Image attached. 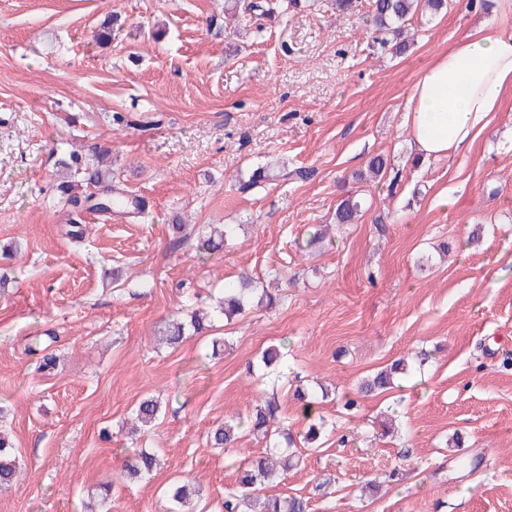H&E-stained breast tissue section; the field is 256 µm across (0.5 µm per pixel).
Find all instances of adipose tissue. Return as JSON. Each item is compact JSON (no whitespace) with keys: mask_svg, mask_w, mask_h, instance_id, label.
Returning a JSON list of instances; mask_svg holds the SVG:
<instances>
[{"mask_svg":"<svg viewBox=\"0 0 512 512\" xmlns=\"http://www.w3.org/2000/svg\"><path fill=\"white\" fill-rule=\"evenodd\" d=\"M512 88V33L486 22L472 27L425 67L405 115L417 152L452 157L469 149Z\"/></svg>","mask_w":512,"mask_h":512,"instance_id":"adipose-tissue-1","label":"adipose tissue"}]
</instances>
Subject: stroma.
I'll return each mask as SVG.
<instances>
[{"mask_svg": "<svg viewBox=\"0 0 512 512\" xmlns=\"http://www.w3.org/2000/svg\"><path fill=\"white\" fill-rule=\"evenodd\" d=\"M371 2L297 10L259 33L224 0H0V429L21 464L0 512H84L102 483L111 512H167L188 479L204 490L194 512H222L239 461L265 444L245 435L224 450L207 434L262 399L243 368L283 340L297 385L327 387L319 411L336 430L277 492L311 512H512V88L450 159L418 157L405 123L422 68L499 11L448 0L400 54L374 43ZM111 13L122 28L96 44ZM73 149L110 151L145 212L85 213L73 243L56 189ZM265 165L272 179L240 190ZM350 193L365 212L337 223ZM175 224L188 227L180 245ZM209 224L236 234L206 256ZM315 225L329 234L306 246ZM243 271L274 282V307L158 344ZM44 346L57 357L46 372ZM421 350L420 373L346 414L364 377ZM147 396L160 414L131 438ZM132 446L163 469L129 479Z\"/></svg>", "mask_w": 512, "mask_h": 512, "instance_id": "1", "label": "stroma"}]
</instances>
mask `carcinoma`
<instances>
[{"mask_svg": "<svg viewBox=\"0 0 512 512\" xmlns=\"http://www.w3.org/2000/svg\"><path fill=\"white\" fill-rule=\"evenodd\" d=\"M427 7L435 13L441 12L448 6V0H373L371 24L375 41L387 44V35L398 38L409 25L416 13ZM288 11L284 0H234L231 10L237 9L259 19L275 9ZM66 168L73 171L74 182L62 184L59 192L66 199V204L98 213L110 214L114 205H120L132 213L142 208L138 199L123 194L112 186V171L103 165L101 158L90 164L79 157H74ZM363 202L360 198L349 195L336 208V223L353 224L362 213ZM235 225L226 224L222 227L211 226L209 235L203 240L201 248L209 254L224 249V243L233 239ZM266 304L271 308L275 305V297L267 289L259 286L250 277L243 275L239 282L224 286V304L219 313L230 320L242 314L253 304ZM199 333L204 330L196 313L188 314V319L169 324L165 330L166 341L169 344L179 343L188 331ZM287 356V345L279 347L271 345L261 354L258 363L248 365V372L261 373L278 383L288 379V365L284 358ZM413 371L408 361L400 358L392 365L363 380L359 386L362 393L386 391L396 386V380L409 375ZM281 404L277 393H272L252 412L239 418L235 424L226 423L215 428L209 437L210 445L214 448H232L239 439V434L250 433L267 442L265 454L246 459L238 465L237 486L228 492L224 499V512H246L248 502L263 498L260 512H308V500L301 496L271 494L264 497L260 492L279 483L281 471L298 466L301 453L295 450V437L284 428L278 430L273 424L278 419ZM160 410V402L151 397L141 400L137 406V419L145 426L154 422ZM159 465V458L152 450L135 448L131 460L126 466V473L132 479H142L151 475ZM21 473L19 458L8 437L0 434V485L13 482ZM203 494L198 484L183 483L171 490L170 512H185V507L193 497Z\"/></svg>", "mask_w": 512, "mask_h": 512, "instance_id": "obj_1", "label": "carcinoma"}]
</instances>
